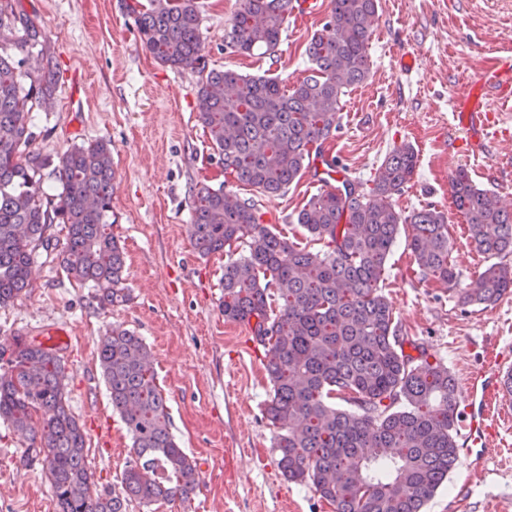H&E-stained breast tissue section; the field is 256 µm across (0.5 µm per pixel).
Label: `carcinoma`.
Returning <instances> with one entry per match:
<instances>
[{
	"mask_svg": "<svg viewBox=\"0 0 512 512\" xmlns=\"http://www.w3.org/2000/svg\"><path fill=\"white\" fill-rule=\"evenodd\" d=\"M291 0H238L230 47L241 54L278 48ZM379 0H331L309 39L307 75L289 89L271 77L208 67L196 0H148L132 8L143 44L160 63L191 69L199 119L224 173L269 195L288 190L312 153L340 127L341 97L369 75V44ZM47 41L20 7L0 0V38ZM58 72L38 73L0 50V306L31 286L33 255L53 251L51 228L66 232L57 254L67 277L95 288L102 305L130 299L125 254L108 231L112 212V148L106 140L76 144L52 158L35 154L33 112L53 98ZM53 167L59 190L47 192L41 172ZM412 146L391 150L372 187L345 178L312 196L296 223L326 241L297 248L273 233L264 212L221 183L193 193L190 239L202 256L224 252V319L242 322L265 349L271 385L265 414L285 425L276 438L277 466L290 482H310L335 512H422L458 460L457 388L448 367L426 351L404 350L401 325L379 283L400 225L422 279L454 290L448 216L436 209L405 215L394 196L413 178ZM452 202L471 244L494 260L479 287L458 293L461 306L496 304L512 294V211L459 169ZM248 250L234 254V244ZM98 358L112 407L133 442L122 491H97L84 459L85 434L68 413L58 352L16 338L0 351V418L27 432L45 453L60 512H125L130 499L149 505L187 499L199 485L197 462L170 432L165 399L149 351L134 332L113 328ZM340 399L349 408L333 403ZM51 412L38 426L33 413Z\"/></svg>",
	"mask_w": 512,
	"mask_h": 512,
	"instance_id": "1",
	"label": "carcinoma"
}]
</instances>
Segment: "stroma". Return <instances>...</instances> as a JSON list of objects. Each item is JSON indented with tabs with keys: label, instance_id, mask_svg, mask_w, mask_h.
Segmentation results:
<instances>
[{
	"label": "stroma",
	"instance_id": "1",
	"mask_svg": "<svg viewBox=\"0 0 512 512\" xmlns=\"http://www.w3.org/2000/svg\"><path fill=\"white\" fill-rule=\"evenodd\" d=\"M136 0H22L47 38L59 75L54 103L39 112L32 149L58 156L73 145H112L111 232L125 252L129 303L101 307L89 285L69 280L53 253L37 251L33 286L0 307V340L44 341L55 328L69 333L58 348L65 361L69 411L86 435L85 463L98 487L120 489L131 439L114 412L98 360L102 336L116 324L148 346L170 429L196 460L201 484L186 502L127 512H334L313 485L286 481L273 450L282 425L264 412L270 384L265 354L247 325L225 320V253L203 257L189 223L193 190L227 183L251 199L272 231L310 251L323 249L296 222L319 191L304 172L286 193L270 196L225 181L196 110L198 76L162 65L142 44L129 7ZM211 67L277 78L289 88L304 75L305 46L324 14L289 17L276 53L245 55L230 46L237 0H198ZM512 47V0H379L368 78L341 100L340 129L326 144L349 178L370 183L385 156L401 143L417 153V171L396 196L404 214L436 207L448 215L450 261L458 286L474 287L486 258L477 257L465 221L449 194L457 169L512 210V181L491 177L498 158L474 159L449 149L459 135L452 100L467 76L497 49ZM416 53L408 75L401 52ZM400 227L380 283L402 333L445 363L454 378L485 366L488 352L512 361V295L494 307H460L454 292L422 280ZM27 437L0 419V512H59L48 468L28 453ZM423 512H512V466L493 457L459 455L447 482Z\"/></svg>",
	"mask_w": 512,
	"mask_h": 512
}]
</instances>
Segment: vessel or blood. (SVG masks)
Segmentation results:
<instances>
[{
	"instance_id": "b4317fda",
	"label": "vessel or blood",
	"mask_w": 512,
	"mask_h": 512,
	"mask_svg": "<svg viewBox=\"0 0 512 512\" xmlns=\"http://www.w3.org/2000/svg\"><path fill=\"white\" fill-rule=\"evenodd\" d=\"M455 117L465 138L458 151L481 157L496 150L500 141L512 138V128L501 121L502 112L512 109V50H499L490 62L469 77L463 91L453 98ZM502 358L489 360L485 367L469 372L458 413L464 440L477 447L476 455L487 458L501 447L500 429L512 421L499 400V369Z\"/></svg>"
}]
</instances>
